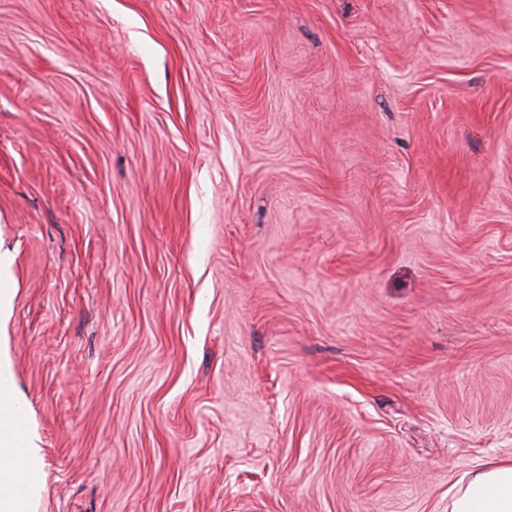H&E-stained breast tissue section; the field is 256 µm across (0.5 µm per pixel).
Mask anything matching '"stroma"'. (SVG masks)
<instances>
[{"mask_svg": "<svg viewBox=\"0 0 512 512\" xmlns=\"http://www.w3.org/2000/svg\"><path fill=\"white\" fill-rule=\"evenodd\" d=\"M1 288L34 512H448L512 461V0H0Z\"/></svg>", "mask_w": 512, "mask_h": 512, "instance_id": "35a3bbf8", "label": "stroma"}]
</instances>
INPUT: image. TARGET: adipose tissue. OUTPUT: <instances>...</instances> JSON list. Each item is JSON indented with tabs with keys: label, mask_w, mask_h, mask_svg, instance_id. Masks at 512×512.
<instances>
[{
	"label": "adipose tissue",
	"mask_w": 512,
	"mask_h": 512,
	"mask_svg": "<svg viewBox=\"0 0 512 512\" xmlns=\"http://www.w3.org/2000/svg\"><path fill=\"white\" fill-rule=\"evenodd\" d=\"M18 435L0 431V512H30L39 496L42 457L33 445L17 450ZM23 452L24 466L16 468V452ZM448 512H512V462L483 464L467 483L448 491Z\"/></svg>",
	"instance_id": "adipose-tissue-1"
}]
</instances>
